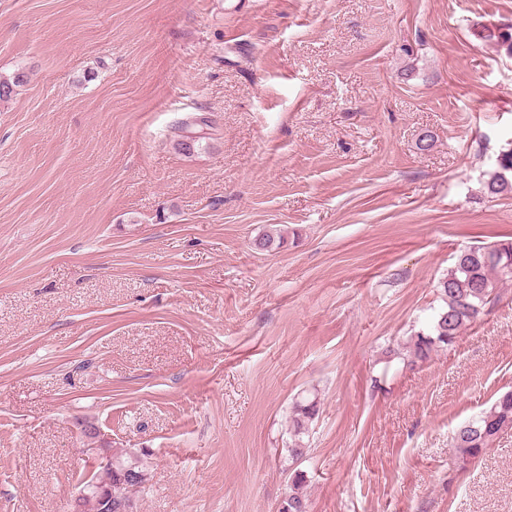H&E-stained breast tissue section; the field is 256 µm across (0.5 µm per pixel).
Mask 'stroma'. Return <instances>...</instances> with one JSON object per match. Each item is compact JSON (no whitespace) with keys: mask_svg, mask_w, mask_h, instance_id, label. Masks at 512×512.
<instances>
[{"mask_svg":"<svg viewBox=\"0 0 512 512\" xmlns=\"http://www.w3.org/2000/svg\"><path fill=\"white\" fill-rule=\"evenodd\" d=\"M494 28L512 0H0V512H67L85 422L137 512H279L306 398L309 512H512V432L450 446L512 390V285L393 357L512 239ZM501 171H495L485 182V190L492 197L512 193V180L506 177L505 172H512V152L504 154V161L499 164ZM512 282V242H496L462 251L439 282L445 306L434 317L429 332L410 337L403 364L426 361L439 348L452 344L461 332L501 298V289ZM318 412L319 408L315 399L296 404L293 411V433L294 437H298V441L301 435L308 430L309 422L315 419Z\"/></svg>","mask_w":512,"mask_h":512,"instance_id":"1","label":"stroma"}]
</instances>
